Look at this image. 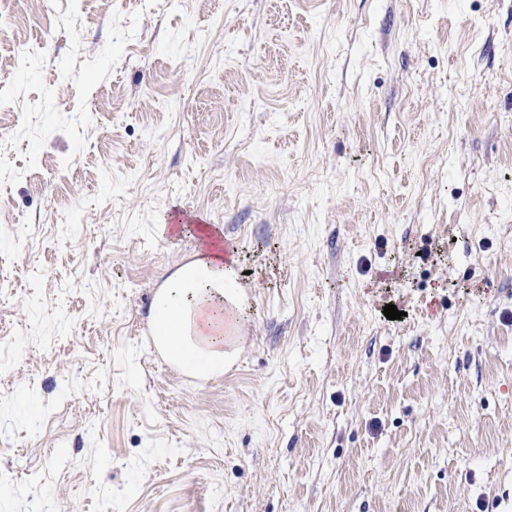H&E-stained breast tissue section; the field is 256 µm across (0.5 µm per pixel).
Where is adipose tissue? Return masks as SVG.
I'll use <instances>...</instances> for the list:
<instances>
[{"mask_svg":"<svg viewBox=\"0 0 512 512\" xmlns=\"http://www.w3.org/2000/svg\"><path fill=\"white\" fill-rule=\"evenodd\" d=\"M199 247L171 274L151 308L155 337L172 361L201 374L223 370L247 305L235 249L211 224L194 225Z\"/></svg>","mask_w":512,"mask_h":512,"instance_id":"adipose-tissue-1","label":"adipose tissue"}]
</instances>
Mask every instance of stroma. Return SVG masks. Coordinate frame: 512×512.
<instances>
[{
    "instance_id": "obj_1",
    "label": "stroma",
    "mask_w": 512,
    "mask_h": 512,
    "mask_svg": "<svg viewBox=\"0 0 512 512\" xmlns=\"http://www.w3.org/2000/svg\"><path fill=\"white\" fill-rule=\"evenodd\" d=\"M0 100V512H512V0H0ZM188 229L199 248L193 261L171 274L156 291L151 308L155 338L172 361L200 374L224 369L233 354V335L247 305L235 248L221 230L199 214L179 212L170 221ZM232 247V246H231ZM231 348V349H230Z\"/></svg>"
}]
</instances>
